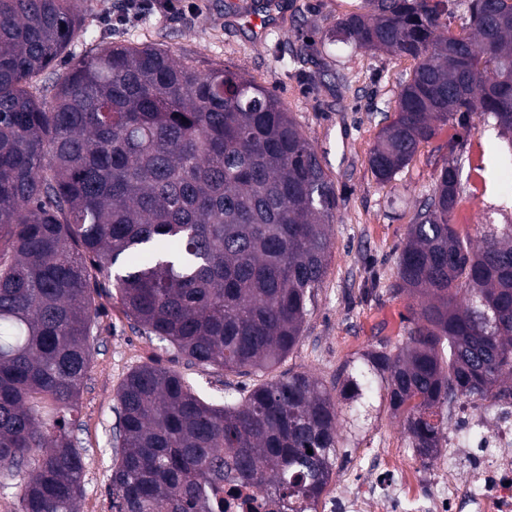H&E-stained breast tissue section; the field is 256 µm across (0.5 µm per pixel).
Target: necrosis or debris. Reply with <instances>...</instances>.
<instances>
[{
    "label": "necrosis or debris",
    "mask_w": 512,
    "mask_h": 512,
    "mask_svg": "<svg viewBox=\"0 0 512 512\" xmlns=\"http://www.w3.org/2000/svg\"><path fill=\"white\" fill-rule=\"evenodd\" d=\"M448 446L427 469L379 449L341 487L319 499L315 512H512V402L453 414Z\"/></svg>",
    "instance_id": "1"
}]
</instances>
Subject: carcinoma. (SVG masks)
Returning a JSON list of instances; mask_svg holds the SVG:
<instances>
[{"label":"carcinoma","mask_w":512,"mask_h":512,"mask_svg":"<svg viewBox=\"0 0 512 512\" xmlns=\"http://www.w3.org/2000/svg\"><path fill=\"white\" fill-rule=\"evenodd\" d=\"M445 14V0H363L328 30L415 61L371 152L381 184L451 119L512 132V0H470L457 34H441ZM82 34L81 0H0V477L19 478L20 512H77L92 279L193 364L245 375L299 346L334 246L333 184L272 89L121 43L71 55L41 101L35 79ZM459 185L441 168L400 249L392 292L427 296L406 342L365 351L333 388L300 372L207 399L132 370L112 512H224L231 483L312 512L343 447L334 389L357 420L385 393L424 462L455 400L511 399L512 224L473 241L453 223Z\"/></svg>","instance_id":"cac0c4a2"}]
</instances>
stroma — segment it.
<instances>
[{"label": "stroma", "instance_id": "obj_1", "mask_svg": "<svg viewBox=\"0 0 512 512\" xmlns=\"http://www.w3.org/2000/svg\"><path fill=\"white\" fill-rule=\"evenodd\" d=\"M276 25L255 36L248 25L258 0H188L183 14L153 13L113 24L122 0H85V25L100 45L154 44L176 58L218 63L272 88L317 150L333 183L338 208L327 276L318 290L299 346L277 366L248 375L204 369L130 320L106 280L93 290L98 307L95 354L79 397L73 438L86 460L79 512H111L109 496L117 434V393L133 369L156 364L193 386L244 390L287 373L303 372L332 384L344 363L379 343L396 345L410 327L417 300L392 295L396 258L419 205L435 187L442 167L460 170L454 220L470 234L490 222L512 224V140L494 121L472 118L448 123L421 144L394 180L377 183L369 157L401 84L415 63L382 51L330 44L325 34L357 0H278ZM311 45L309 61L297 65L291 52ZM400 417L376 404L367 428L340 449L333 481L383 447L404 448Z\"/></svg>", "mask_w": 512, "mask_h": 512}]
</instances>
